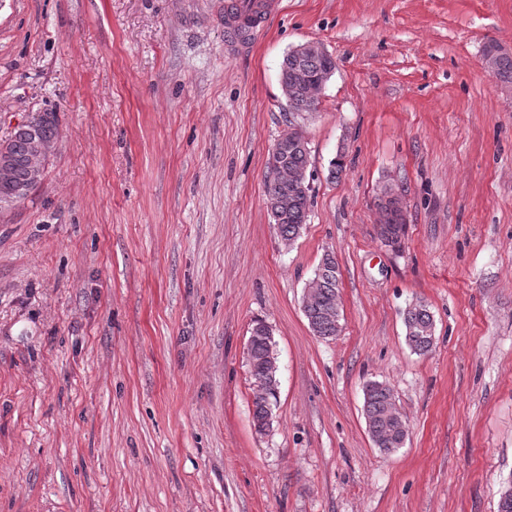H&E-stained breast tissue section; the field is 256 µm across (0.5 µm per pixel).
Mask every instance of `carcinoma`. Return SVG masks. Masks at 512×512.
<instances>
[{
  "label": "carcinoma",
  "mask_w": 512,
  "mask_h": 512,
  "mask_svg": "<svg viewBox=\"0 0 512 512\" xmlns=\"http://www.w3.org/2000/svg\"><path fill=\"white\" fill-rule=\"evenodd\" d=\"M483 58L490 59L493 71L502 85L512 86V53L495 43L486 45ZM336 63L331 54L307 55L288 52L280 67V82L288 84L291 97L288 101V149L281 169L267 176L265 196L272 223L277 226L282 241L292 243L307 224L310 207V181L303 182L305 189L297 188V179L308 171L310 153L308 143L298 120L316 111L317 103L310 100L309 86L326 83L333 74ZM38 134L43 142L54 144L59 137L57 113L54 110L38 113ZM7 142L10 178L0 182V207L9 206L27 198L37 183L30 176L31 135L29 127L18 125ZM387 203L382 205L383 219L379 224V237L387 246L399 243L405 232L402 208L396 206L401 198L398 190L388 186L383 192ZM306 286L314 288L313 296L306 305L305 317L313 335L334 338L342 329L339 295V271L331 251L324 253L313 277ZM407 344L417 353L426 354L434 344L433 315L424 304L409 307L404 316ZM266 325L257 322L251 329L248 342L249 367L253 380L269 378V357L273 339L265 333ZM277 395L254 394L253 424L259 432L270 425L272 405ZM363 415L373 445L384 453H392L402 447L407 438L406 423L395 410L392 389L379 381H369L364 386Z\"/></svg>",
  "instance_id": "1"
}]
</instances>
